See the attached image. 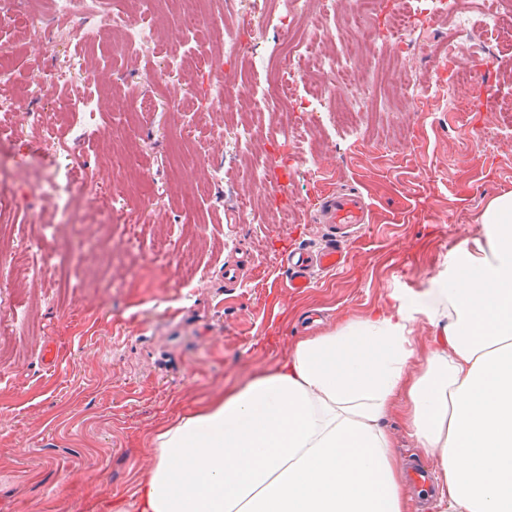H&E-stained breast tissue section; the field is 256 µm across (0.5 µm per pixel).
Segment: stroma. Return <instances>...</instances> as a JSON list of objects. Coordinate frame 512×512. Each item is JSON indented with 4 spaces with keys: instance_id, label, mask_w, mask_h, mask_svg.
<instances>
[{
    "instance_id": "obj_1",
    "label": "stroma",
    "mask_w": 512,
    "mask_h": 512,
    "mask_svg": "<svg viewBox=\"0 0 512 512\" xmlns=\"http://www.w3.org/2000/svg\"><path fill=\"white\" fill-rule=\"evenodd\" d=\"M152 23L161 40L143 54H122L109 38L85 51L94 70L34 89L32 71L68 65L70 38L42 42L23 14L0 21L8 48L0 98L23 93L29 104L25 113L0 112V141L11 146L0 156V197L12 202L0 212L11 227L0 251L15 265L0 274V317L19 320L0 351V512H136L153 430L275 365L304 336L366 315L392 292L428 287L448 253L478 234L486 200L512 191V139L479 140L512 109L511 44L494 40L482 58L462 47L452 54L443 21H426V50L388 73L390 83L410 88L403 111L378 97L358 131L315 127L272 147L273 161H289L288 221L273 224L275 203L240 178L263 139L242 153L216 136L224 122L249 121L248 108L176 111L179 99L203 96L213 83L212 51L202 36H185L190 67L178 76L166 67L162 40L176 23L169 0ZM460 69L468 73L462 82ZM103 86L151 105L136 128L106 111L84 140L69 144L59 98ZM452 94L462 110L449 111ZM33 112L55 128V148L69 149L93 181L111 185L126 223H106L80 195L71 211L81 233L59 226L33 156ZM403 136L407 144L392 149ZM119 147L148 173V185L131 186L112 168ZM209 160L224 164L229 191L220 202L204 188ZM336 188L363 193L370 221L348 237L343 268L290 292L281 254L323 242L327 230L311 210ZM240 195L252 200L253 222L241 220ZM43 224L57 227L46 245L68 258L69 287L23 270L22 243ZM233 263L242 283L224 280Z\"/></svg>"
}]
</instances>
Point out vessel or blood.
<instances>
[{"label":"vessel or blood","mask_w":512,"mask_h":512,"mask_svg":"<svg viewBox=\"0 0 512 512\" xmlns=\"http://www.w3.org/2000/svg\"><path fill=\"white\" fill-rule=\"evenodd\" d=\"M368 218V205L361 192L339 191L322 195L315 219L328 226L330 236L317 248L299 247L285 254L287 288L303 292L311 287L317 275L342 267L347 259L345 239Z\"/></svg>","instance_id":"1"}]
</instances>
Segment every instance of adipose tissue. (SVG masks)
<instances>
[{
	"label": "adipose tissue",
	"mask_w": 512,
	"mask_h": 512,
	"mask_svg": "<svg viewBox=\"0 0 512 512\" xmlns=\"http://www.w3.org/2000/svg\"><path fill=\"white\" fill-rule=\"evenodd\" d=\"M477 222L429 288L300 340L156 430L138 512H408L386 426L399 404L437 463L442 512H512V191Z\"/></svg>",
	"instance_id": "1"
}]
</instances>
